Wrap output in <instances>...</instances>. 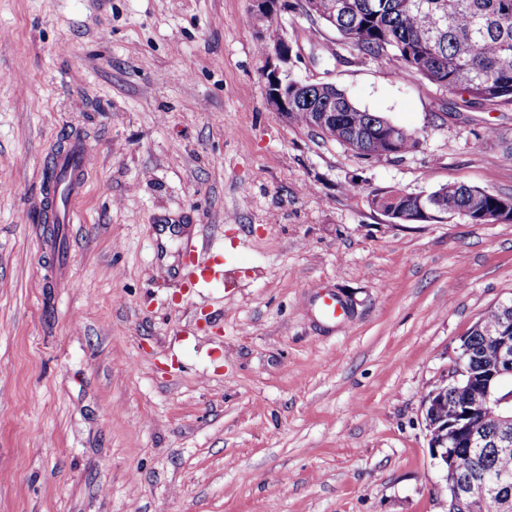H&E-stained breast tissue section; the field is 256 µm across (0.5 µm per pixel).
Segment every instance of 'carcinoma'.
<instances>
[{
    "instance_id": "cac0c4a2",
    "label": "carcinoma",
    "mask_w": 512,
    "mask_h": 512,
    "mask_svg": "<svg viewBox=\"0 0 512 512\" xmlns=\"http://www.w3.org/2000/svg\"><path fill=\"white\" fill-rule=\"evenodd\" d=\"M306 17L335 28L343 40L360 54L395 63L398 76L413 71L437 88L456 98L454 106L467 110L475 105H512V0H298ZM253 20L265 26L259 53L267 56L283 46L279 22ZM295 88L294 106L288 118L312 128L319 109L336 113L334 141L356 146L367 159L397 156L419 148V137L401 129L402 140L394 148L389 141L392 121L358 107L347 94L330 84L312 85L291 80ZM435 194L444 202V211L455 213L471 224L499 223L498 206L512 201V195L494 194L462 182H450ZM372 203L385 211L410 209L411 197L396 202L373 194ZM499 306L482 312L478 323L460 342L468 352L467 366L478 379L496 363L497 343L478 331V326L499 322ZM460 405L468 407V424L483 439L481 447L456 444L465 456L459 479L473 476L503 477L512 485V443L499 444L495 425L497 410L471 387L459 382L448 387L444 413L451 417Z\"/></svg>"
}]
</instances>
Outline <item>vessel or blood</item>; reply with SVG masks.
Instances as JSON below:
<instances>
[{
  "mask_svg": "<svg viewBox=\"0 0 512 512\" xmlns=\"http://www.w3.org/2000/svg\"><path fill=\"white\" fill-rule=\"evenodd\" d=\"M92 154L83 141L72 138L51 152L48 167L52 172V191L43 195L40 204L50 210L55 222L73 224L77 221L75 202L82 194Z\"/></svg>",
  "mask_w": 512,
  "mask_h": 512,
  "instance_id": "1",
  "label": "vessel or blood"
}]
</instances>
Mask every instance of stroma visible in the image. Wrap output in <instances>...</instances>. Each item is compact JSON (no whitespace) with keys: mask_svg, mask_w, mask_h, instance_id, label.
<instances>
[{"mask_svg":"<svg viewBox=\"0 0 512 512\" xmlns=\"http://www.w3.org/2000/svg\"><path fill=\"white\" fill-rule=\"evenodd\" d=\"M249 9L0 0V512H448L423 399L512 300V223L394 224L370 197L512 194V106L453 111L281 11L292 77L421 141L361 158L270 108ZM73 134L81 221L48 226L45 157ZM170 216L208 287H181Z\"/></svg>","mask_w":512,"mask_h":512,"instance_id":"stroma-1","label":"stroma"}]
</instances>
